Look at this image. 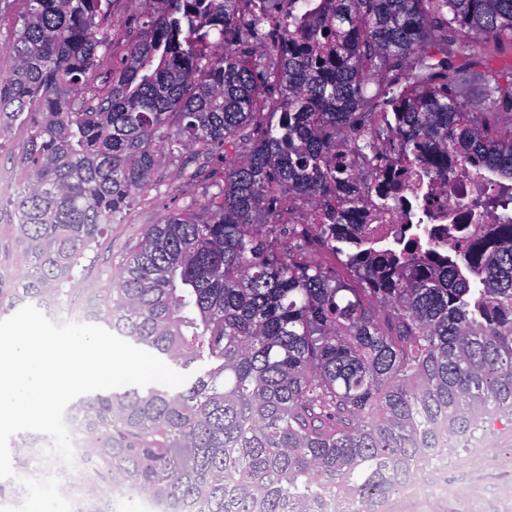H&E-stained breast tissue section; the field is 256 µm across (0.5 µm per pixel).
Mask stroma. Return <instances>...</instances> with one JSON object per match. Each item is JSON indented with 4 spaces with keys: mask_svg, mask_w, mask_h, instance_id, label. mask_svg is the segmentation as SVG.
Returning <instances> with one entry per match:
<instances>
[{
    "mask_svg": "<svg viewBox=\"0 0 512 512\" xmlns=\"http://www.w3.org/2000/svg\"><path fill=\"white\" fill-rule=\"evenodd\" d=\"M147 0H112L109 10L100 25L110 37L107 66L119 69L129 47L140 36L141 18L148 11ZM195 166L194 152L189 148L163 149L157 154L156 175L160 180L157 188L147 191L134 204L122 223L109 225L108 231L99 243L87 249L74 270L73 276L61 285V294L55 299L39 302L38 308L51 321L61 324L79 321V314L69 312L68 303H89L100 300L112 285V270L122 256L132 249L140 239V232L148 224L157 223L167 211L192 205L198 220L210 218L207 209L209 196L215 192L213 181H199L177 185L176 178L184 169ZM263 228L277 227L278 248L295 256H307L321 249L322 244L313 230L304 225L288 227L282 211L263 213L258 217ZM51 440L44 434L21 431L10 439L16 450L12 455V466L16 480L7 482L8 493L5 504H19L24 490L18 484V477H42L57 475L65 483V495L74 506V512H161L150 501L136 491L99 486L90 490L81 488L80 483L86 472L83 461L73 466L64 465L59 459L43 454ZM512 448V424L494 425L488 444L483 448L481 484L482 495L474 508L476 512H512V500L503 496L500 490L502 475H512V459L506 451Z\"/></svg>",
    "mask_w": 512,
    "mask_h": 512,
    "instance_id": "35a3bbf8",
    "label": "stroma"
}]
</instances>
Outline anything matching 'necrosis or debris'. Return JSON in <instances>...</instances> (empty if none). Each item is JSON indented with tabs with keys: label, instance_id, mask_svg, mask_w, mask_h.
Masks as SVG:
<instances>
[{
	"label": "necrosis or debris",
	"instance_id": "4bbe7bcc",
	"mask_svg": "<svg viewBox=\"0 0 512 512\" xmlns=\"http://www.w3.org/2000/svg\"><path fill=\"white\" fill-rule=\"evenodd\" d=\"M381 170L353 209L355 236L365 243L402 246L418 234L444 253L512 221V179L474 173L456 155L440 173L424 161L406 166L394 159Z\"/></svg>",
	"mask_w": 512,
	"mask_h": 512
}]
</instances>
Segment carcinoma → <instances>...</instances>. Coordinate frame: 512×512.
Returning <instances> with one entry per match:
<instances>
[{"label":"carcinoma","instance_id":"obj_1","mask_svg":"<svg viewBox=\"0 0 512 512\" xmlns=\"http://www.w3.org/2000/svg\"><path fill=\"white\" fill-rule=\"evenodd\" d=\"M111 0H26L3 47L0 139L21 128L23 178L8 205L24 271L0 301L59 292L83 252L157 182L163 147L203 157L188 180H224L199 221L184 206L144 227L104 299L106 324L137 346L210 369L176 395L150 389L81 400L96 471L173 512H392L448 438L512 420V221L435 255L346 252L360 287L282 254L256 218L283 190L351 203L347 154L378 162L386 139L413 165L430 149L512 179V71L489 46L512 41V0H323L291 15L269 74L234 45L264 39L273 0H151L120 72L99 78ZM250 4L247 13L242 3ZM439 19L453 36L437 38ZM216 31L224 52L197 42ZM405 80L377 76L405 63ZM486 66L483 120L457 87ZM99 84H94V81ZM278 88L263 98L262 82ZM279 114L265 127L264 112ZM321 241L352 237L336 207Z\"/></svg>","mask_w":512,"mask_h":512}]
</instances>
